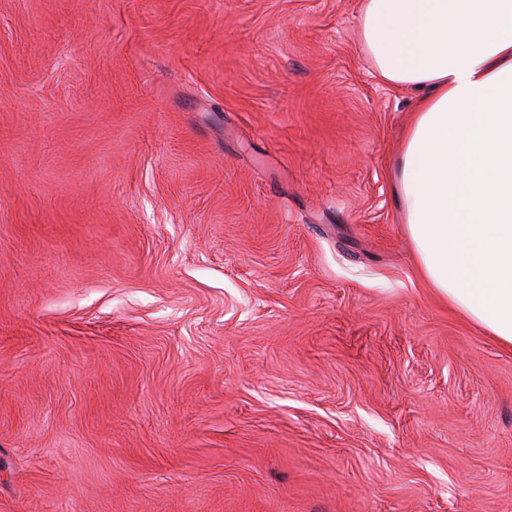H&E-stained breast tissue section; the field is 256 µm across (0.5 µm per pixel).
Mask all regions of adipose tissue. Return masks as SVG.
Listing matches in <instances>:
<instances>
[{
	"instance_id": "ef3b65f1",
	"label": "adipose tissue",
	"mask_w": 512,
	"mask_h": 512,
	"mask_svg": "<svg viewBox=\"0 0 512 512\" xmlns=\"http://www.w3.org/2000/svg\"><path fill=\"white\" fill-rule=\"evenodd\" d=\"M361 43L421 94L395 191L420 271L512 344V0H364Z\"/></svg>"
}]
</instances>
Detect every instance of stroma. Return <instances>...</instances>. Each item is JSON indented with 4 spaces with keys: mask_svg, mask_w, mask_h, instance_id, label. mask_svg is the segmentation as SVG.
Returning <instances> with one entry per match:
<instances>
[{
    "mask_svg": "<svg viewBox=\"0 0 512 512\" xmlns=\"http://www.w3.org/2000/svg\"><path fill=\"white\" fill-rule=\"evenodd\" d=\"M361 6L0 0V512H512Z\"/></svg>",
    "mask_w": 512,
    "mask_h": 512,
    "instance_id": "obj_1",
    "label": "stroma"
}]
</instances>
